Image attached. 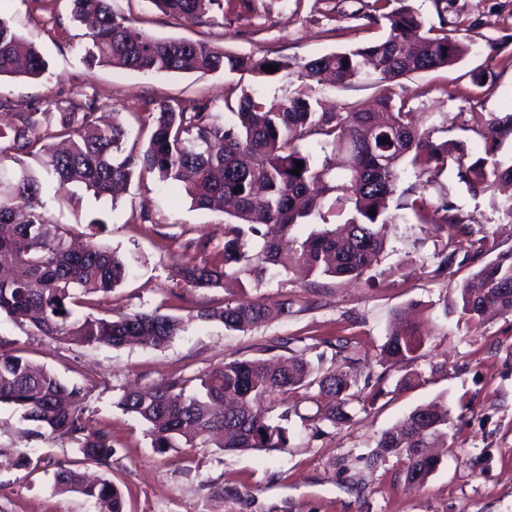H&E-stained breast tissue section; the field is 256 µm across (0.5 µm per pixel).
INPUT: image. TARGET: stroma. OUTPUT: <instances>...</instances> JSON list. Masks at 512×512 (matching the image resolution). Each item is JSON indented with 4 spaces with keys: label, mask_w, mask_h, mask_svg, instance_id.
Returning <instances> with one entry per match:
<instances>
[{
    "label": "stroma",
    "mask_w": 512,
    "mask_h": 512,
    "mask_svg": "<svg viewBox=\"0 0 512 512\" xmlns=\"http://www.w3.org/2000/svg\"><path fill=\"white\" fill-rule=\"evenodd\" d=\"M367 2L253 0L251 9L209 27L163 15L149 0H112V9L157 38H203L235 54L301 62L362 41L359 15ZM69 7V0H0V16L49 63L38 80L0 77V125L13 123L19 112H59L90 98L135 132L159 101L188 110L205 102L228 120L225 100L232 89L272 102L300 87L293 75L266 80L247 73L141 74L87 66L85 30L70 22ZM453 9L478 23L463 36L470 52L451 69L413 74L391 88L410 98L422 129L434 131L439 141H463L478 157L485 142L474 126L512 113V0H453ZM487 67L496 74L494 85L475 88L473 72ZM374 81L370 74L345 88L325 83L316 93L331 106L364 105L376 95ZM416 182L412 172L402 174L388 202L384 249L363 277L274 268L243 291L176 285L175 258L203 259L196 239L223 245L224 213L192 208L186 198L172 201L150 179L133 181L114 201L81 190L69 195L46 182L52 222L118 249L130 267L127 280L95 297L90 313L118 318L157 309L185 319L186 329L158 347L81 346L0 315V350L23 351L81 387L87 418L110 434L113 447L109 461L83 462L75 442L31 439L27 423L1 404L0 448L24 450L32 463L20 470L0 465V512H100L95 500L58 493L55 473L62 464L111 479L124 495L126 512H512V315L490 314L478 327L461 316L459 288L469 271L434 276L448 238L403 208L401 192ZM425 194L435 206L452 202L459 217L483 228L496 251L512 249V219L497 210L496 193L468 190L450 168ZM242 300L272 306L286 300L291 311L246 332L196 317L200 310ZM408 305L433 340L413 365L393 366L381 360L379 347L394 312ZM342 344L359 364L345 366L336 354ZM294 355L306 358L318 375L346 367L361 379L381 377L383 393L371 403L353 404L349 423L318 437L305 422L316 411L305 392L271 398L265 406L272 415L293 412L287 447L241 453L199 440L159 452L146 424L116 405L134 385L188 380L236 359ZM415 371L425 372V379L396 389L398 379ZM438 397L448 402L451 424L438 444L439 466L424 485L407 483L405 458L365 465L364 456L383 432Z\"/></svg>",
    "instance_id": "stroma-1"
}]
</instances>
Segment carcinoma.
Returning <instances> with one entry per match:
<instances>
[{"label": "carcinoma", "mask_w": 512, "mask_h": 512, "mask_svg": "<svg viewBox=\"0 0 512 512\" xmlns=\"http://www.w3.org/2000/svg\"><path fill=\"white\" fill-rule=\"evenodd\" d=\"M250 8L252 0H149L159 11L197 25H212L233 11V3ZM394 0H369L362 19L384 29L382 37L335 51L304 63L286 57L227 53L204 39H159L138 31L114 13L110 0H71V18L91 21L85 60L126 70L154 73L248 72L273 79L297 70L303 89L276 105L250 90H242L234 118L226 123L203 103L188 112L168 102L155 104L142 130L146 144L127 148L130 132L121 123L101 124L98 107L90 99L77 100L65 111L16 113V122L0 127V314L28 322L42 335L59 342L120 347L129 343L160 346L180 335L185 321L157 310L119 319L80 312L91 293H109L128 276L129 268L117 250L93 239L76 247L66 231L51 224L43 198L44 179L60 190L79 186L96 197L111 196L133 179H153L173 196L190 198L200 209L214 206L234 219L225 227L224 244L210 263L184 264L180 277L192 288H220L228 279L241 285L260 284L271 268L303 265L310 271L338 278L358 279L384 246L388 200L396 192L409 165L421 185L439 180L448 165L459 181L473 191H487L512 183V155L498 153L500 138L512 134V113L492 119L478 134L485 139L482 156L473 158L461 142L431 140L420 129L410 99H396L387 84L410 74L449 68L467 53L468 45L455 32L476 22L457 16L454 28L425 27L420 14ZM265 66H275L268 73ZM49 64L40 50L17 34L0 16V77L39 79ZM377 75L378 94L366 107L351 105L346 112H327L313 95V83L333 77L339 87L359 81L368 70ZM323 137L319 160L302 142ZM304 167L295 175L296 162ZM405 208L429 211L424 194L413 187ZM376 215H370V210ZM445 203L432 210L428 225L435 232L465 239V251L441 253L434 273L453 267L473 271L460 288L459 306L467 320L478 323L489 308L512 314V249L495 251L488 236ZM300 224L314 229L306 238L293 235ZM260 303H226L195 315L217 320L231 331L245 332L266 318ZM425 345L415 325L391 330L381 356L398 365L420 357ZM310 363L291 356L269 364L260 359L234 360L196 377V390L174 392L177 384L147 390L129 389L116 405L148 425L152 447L163 452L179 441L207 435L219 438L226 451L285 448L289 412L270 419L255 410L274 395L318 386L309 417L314 429L343 425L351 420L353 402L375 399L382 388L362 396L347 372L330 370L312 378ZM83 389L62 382L19 350L0 352V404H7L31 423L36 439L69 437L84 459L112 457L107 433L89 426ZM448 403L440 398L414 409L385 431L366 463L376 466L390 456L407 460L406 478L425 483L438 460L425 454L431 441L447 435ZM0 461L27 468L30 456L0 448ZM63 492L74 491L108 505V512H125L122 492L108 479L86 483L64 466L55 475Z\"/></svg>", "instance_id": "cac0c4a2"}]
</instances>
